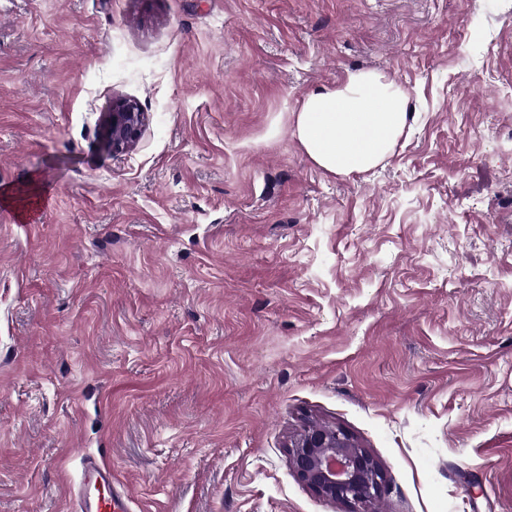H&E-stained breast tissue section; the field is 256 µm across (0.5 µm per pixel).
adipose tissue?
<instances>
[{
    "instance_id": "obj_1",
    "label": "adipose tissue",
    "mask_w": 512,
    "mask_h": 512,
    "mask_svg": "<svg viewBox=\"0 0 512 512\" xmlns=\"http://www.w3.org/2000/svg\"><path fill=\"white\" fill-rule=\"evenodd\" d=\"M408 103V93L393 80L355 71L336 87L305 94L294 134L324 171L365 173L378 166L403 135Z\"/></svg>"
}]
</instances>
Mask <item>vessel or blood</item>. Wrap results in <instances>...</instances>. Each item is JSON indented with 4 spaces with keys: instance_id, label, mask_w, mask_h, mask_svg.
Returning a JSON list of instances; mask_svg holds the SVG:
<instances>
[{
    "instance_id": "obj_1",
    "label": "vessel or blood",
    "mask_w": 512,
    "mask_h": 512,
    "mask_svg": "<svg viewBox=\"0 0 512 512\" xmlns=\"http://www.w3.org/2000/svg\"><path fill=\"white\" fill-rule=\"evenodd\" d=\"M70 512H131L133 499L111 466L85 458L79 482L69 491Z\"/></svg>"
}]
</instances>
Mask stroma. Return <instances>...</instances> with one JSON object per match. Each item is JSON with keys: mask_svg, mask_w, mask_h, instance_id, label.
Segmentation results:
<instances>
[{"mask_svg": "<svg viewBox=\"0 0 512 512\" xmlns=\"http://www.w3.org/2000/svg\"><path fill=\"white\" fill-rule=\"evenodd\" d=\"M360 70L409 127L331 174L295 115ZM32 176L0 512H67L86 453L135 512H347L288 463L310 421L383 470L368 512H512V0H0V186ZM144 121V112L127 100L115 101L111 112L107 113V133L103 147L112 153L123 152L131 148L140 136Z\"/></svg>", "mask_w": 512, "mask_h": 512, "instance_id": "35a3bbf8", "label": "stroma"}]
</instances>
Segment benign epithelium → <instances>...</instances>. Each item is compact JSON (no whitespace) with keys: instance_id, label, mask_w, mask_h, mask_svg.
Returning a JSON list of instances; mask_svg holds the SVG:
<instances>
[{"instance_id":"1","label":"benign epithelium","mask_w":512,"mask_h":512,"mask_svg":"<svg viewBox=\"0 0 512 512\" xmlns=\"http://www.w3.org/2000/svg\"><path fill=\"white\" fill-rule=\"evenodd\" d=\"M143 121L144 113L135 103L113 102L103 147L112 153L131 148ZM287 454L297 477L315 495L346 505L347 512H366L382 492L385 479L377 462L341 428L311 424L288 446Z\"/></svg>"}]
</instances>
